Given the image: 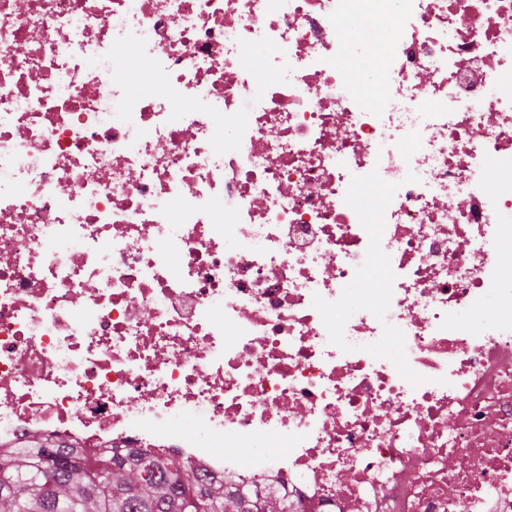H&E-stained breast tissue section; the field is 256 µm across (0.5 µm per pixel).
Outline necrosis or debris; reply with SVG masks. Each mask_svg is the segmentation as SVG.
Instances as JSON below:
<instances>
[{
    "instance_id": "1",
    "label": "necrosis or debris",
    "mask_w": 512,
    "mask_h": 512,
    "mask_svg": "<svg viewBox=\"0 0 512 512\" xmlns=\"http://www.w3.org/2000/svg\"><path fill=\"white\" fill-rule=\"evenodd\" d=\"M508 295L512 0H0V443L512 512Z\"/></svg>"
}]
</instances>
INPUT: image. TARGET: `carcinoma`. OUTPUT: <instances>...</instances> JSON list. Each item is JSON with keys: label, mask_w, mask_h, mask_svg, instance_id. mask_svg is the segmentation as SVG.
Segmentation results:
<instances>
[{"label": "carcinoma", "mask_w": 512, "mask_h": 512, "mask_svg": "<svg viewBox=\"0 0 512 512\" xmlns=\"http://www.w3.org/2000/svg\"><path fill=\"white\" fill-rule=\"evenodd\" d=\"M0 512H291L275 494L213 491L189 460L62 450L38 432L0 448Z\"/></svg>", "instance_id": "carcinoma-1"}]
</instances>
